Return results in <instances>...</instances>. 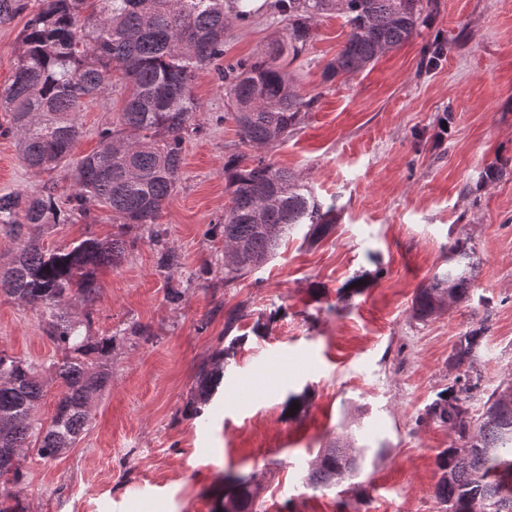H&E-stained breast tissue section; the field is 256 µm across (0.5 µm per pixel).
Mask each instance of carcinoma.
<instances>
[{
	"instance_id": "cac0c4a2",
	"label": "carcinoma",
	"mask_w": 512,
	"mask_h": 512,
	"mask_svg": "<svg viewBox=\"0 0 512 512\" xmlns=\"http://www.w3.org/2000/svg\"><path fill=\"white\" fill-rule=\"evenodd\" d=\"M240 0H41L24 28L10 84L0 89V111L18 136L21 158L35 175L71 166V192L64 204L55 193L0 194V230L16 244L0 269V294L37 309L47 336L64 353L54 364L64 390L49 424L34 416L42 397V367L0 352V512H19L28 485L24 461L36 450L44 462L80 441L92 400L110 378L104 359L116 337L94 338L89 323L75 319L72 303L93 305L100 294L96 270L113 266L124 240L86 237L46 252L35 236L65 216L87 218L94 203L112 213L120 228L143 226L159 246V267H181V255L164 241L155 223L180 179L185 136L199 132L200 106L193 94L196 74L224 55V35L249 13ZM286 21L282 39L253 60L224 66L232 118L241 143L261 151L285 140L302 121L313 98L297 90L287 67L306 49L321 18L336 14L349 28L346 41L323 69L332 80L361 72L379 56L418 34L433 0H275ZM129 89L118 124L99 133L98 149L74 159L84 105L113 89V77ZM230 206L208 233L224 241V287L267 264L298 226L318 242L335 229L333 208H322L308 184L260 155L233 154L224 163ZM448 270L416 290L415 318L427 321L474 292L476 262L466 238L449 245ZM251 315L243 301L224 312V346L197 371L187 408L199 417L224 378V363L245 337L232 335ZM485 323L459 333L450 356L456 371L419 421L448 429L450 445L436 457L434 497L440 512H512V380L493 389L482 385L473 363ZM480 398L476 410L474 398ZM357 452L341 437L329 441L312 462L307 483L336 487L354 476ZM260 484H224L234 512H260ZM15 505L10 506L8 502Z\"/></svg>"
}]
</instances>
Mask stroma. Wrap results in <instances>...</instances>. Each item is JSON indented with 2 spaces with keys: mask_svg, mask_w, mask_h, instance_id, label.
<instances>
[{
  "mask_svg": "<svg viewBox=\"0 0 512 512\" xmlns=\"http://www.w3.org/2000/svg\"><path fill=\"white\" fill-rule=\"evenodd\" d=\"M426 25L362 72L324 80L348 32L342 17L322 19L310 46L289 68L298 89L315 96L295 133L265 149L277 166L301 175L336 228L311 246L294 232L259 271L225 287L224 243L207 230L230 204L224 162L243 152L213 68L193 92L199 133L186 136L181 177L157 222L182 253L160 270L146 231L131 230L114 267L99 270L90 334L115 337L112 377L92 404L80 442L56 461L29 454L22 512H213L228 475L262 485L264 512H438L435 459L445 428L416 418L452 378L448 358L460 331L488 318L475 367L492 388L512 377V0H435ZM0 17V88L17 64L21 37L39 0H15ZM261 0L248 22H233L225 60L253 59L283 33ZM449 42L424 67L435 36ZM124 93L114 88L80 114L76 156L94 151L115 126ZM501 179L480 181L489 165ZM71 191L66 169L32 174L13 135H0V194ZM94 223L47 224L53 250L118 227L94 207ZM470 238L478 261L474 296L426 322L412 316L417 290L445 267L448 247ZM361 282L348 299L339 289ZM247 302L246 343L200 418L186 403L198 366L219 346L224 311ZM271 315L263 336L253 317ZM150 336L128 334L131 323ZM0 351L43 367L35 416L49 422L63 384L61 352L39 311L0 297ZM247 388L238 400L237 388ZM300 395L298 411L289 395ZM362 447L358 471L341 486L315 491L306 475L320 448L339 435Z\"/></svg>",
  "mask_w": 512,
  "mask_h": 512,
  "instance_id": "35a3bbf8",
  "label": "stroma"
}]
</instances>
